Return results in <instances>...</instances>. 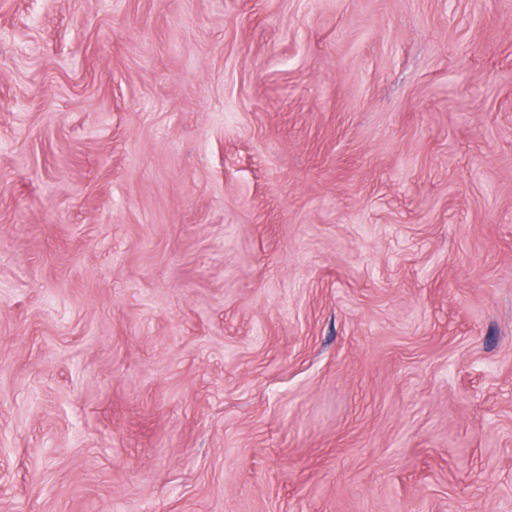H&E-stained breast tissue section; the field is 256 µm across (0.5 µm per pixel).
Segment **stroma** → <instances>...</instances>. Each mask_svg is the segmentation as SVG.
<instances>
[{
  "label": "stroma",
  "mask_w": 512,
  "mask_h": 512,
  "mask_svg": "<svg viewBox=\"0 0 512 512\" xmlns=\"http://www.w3.org/2000/svg\"><path fill=\"white\" fill-rule=\"evenodd\" d=\"M0 512H512V0H0Z\"/></svg>",
  "instance_id": "stroma-1"
}]
</instances>
